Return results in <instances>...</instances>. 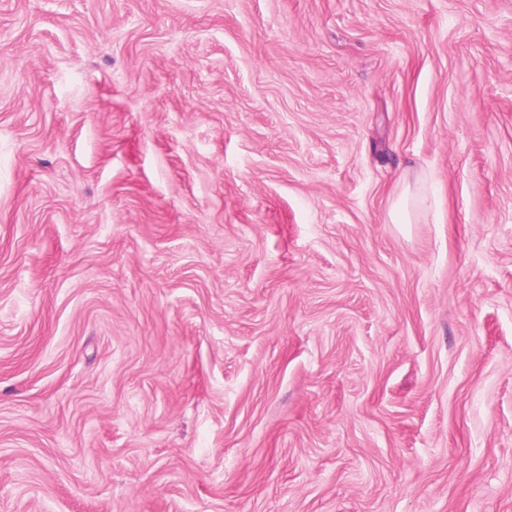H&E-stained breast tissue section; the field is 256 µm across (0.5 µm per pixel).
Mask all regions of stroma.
<instances>
[{"mask_svg":"<svg viewBox=\"0 0 512 512\" xmlns=\"http://www.w3.org/2000/svg\"><path fill=\"white\" fill-rule=\"evenodd\" d=\"M0 512H512V0H0ZM420 200L421 198L418 193H412L409 188H407L393 203L391 210L393 223H411V211L419 204Z\"/></svg>","mask_w":512,"mask_h":512,"instance_id":"stroma-1","label":"stroma"}]
</instances>
